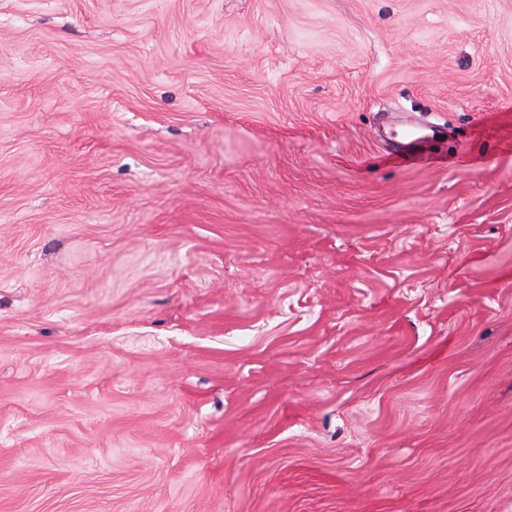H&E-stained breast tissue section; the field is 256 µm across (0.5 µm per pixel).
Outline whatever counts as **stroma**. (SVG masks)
<instances>
[{"label": "stroma", "instance_id": "1", "mask_svg": "<svg viewBox=\"0 0 512 512\" xmlns=\"http://www.w3.org/2000/svg\"><path fill=\"white\" fill-rule=\"evenodd\" d=\"M0 512H512V0H0Z\"/></svg>", "mask_w": 512, "mask_h": 512}]
</instances>
